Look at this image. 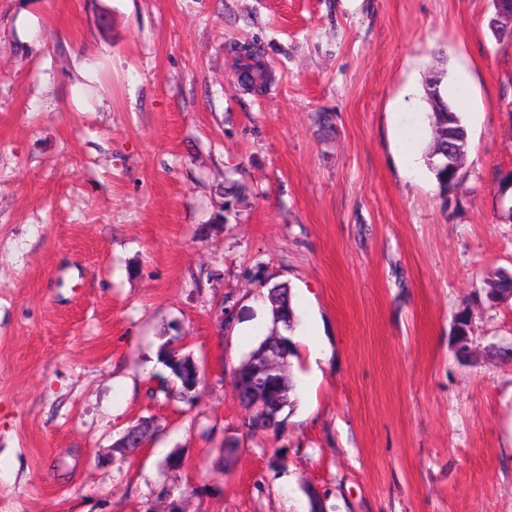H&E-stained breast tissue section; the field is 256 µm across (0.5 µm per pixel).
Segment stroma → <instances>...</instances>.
<instances>
[{"label":"stroma","instance_id":"obj_1","mask_svg":"<svg viewBox=\"0 0 512 512\" xmlns=\"http://www.w3.org/2000/svg\"><path fill=\"white\" fill-rule=\"evenodd\" d=\"M491 0H0V512H512V43ZM256 43L265 94L234 78ZM441 74L471 150L427 163ZM299 316L296 403L247 436L228 373ZM239 308L238 330L220 311ZM204 372L165 395L159 345ZM147 447L113 444L137 420ZM238 442L235 455L225 441ZM183 468L166 472L172 453ZM458 142L462 145L454 147L452 145L448 146L447 144L444 146V150L442 149L439 152V157L437 160L438 166L442 165L444 161H446L448 165V171L464 169L469 153L466 150V145L460 140H458ZM493 275L499 279L502 288H508V290L502 291L500 288H490L484 284L483 291L485 292L491 306L505 304L512 301L511 272L505 269H499L495 271Z\"/></svg>","mask_w":512,"mask_h":512}]
</instances>
